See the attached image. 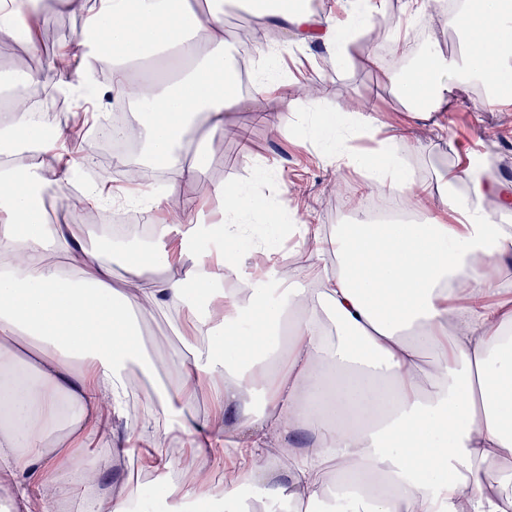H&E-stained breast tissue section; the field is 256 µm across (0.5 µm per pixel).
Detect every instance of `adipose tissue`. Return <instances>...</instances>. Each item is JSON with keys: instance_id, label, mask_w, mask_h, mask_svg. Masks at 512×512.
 I'll return each instance as SVG.
<instances>
[{"instance_id": "ef3b65f1", "label": "adipose tissue", "mask_w": 512, "mask_h": 512, "mask_svg": "<svg viewBox=\"0 0 512 512\" xmlns=\"http://www.w3.org/2000/svg\"><path fill=\"white\" fill-rule=\"evenodd\" d=\"M259 28L283 39L268 55L316 48L343 62L356 37L383 35L385 0H336L321 15L295 0H255ZM38 0H0V41L33 29L14 20ZM512 0H464L443 12L442 32L469 31L458 63L435 48L421 55L398 100L410 119L435 127L453 89L478 78L512 88ZM88 24L97 40L75 39L47 72L24 62L14 72L57 92L99 89L129 102L130 135L147 140L152 157L174 178L164 194H123L125 205L164 209L182 183L203 178L212 139L223 135L241 104L224 56V3L206 11L187 0H95ZM163 55L182 69L178 81L133 82L122 63ZM428 98L425 108L414 107ZM31 103L0 106V366L29 360L35 374L0 384V500L11 512H61L83 489L86 512H507L512 504V289L503 279L512 257V182L477 165L450 170L436 183L417 181L401 145L405 130L384 135L376 113L352 109L349 119L313 113L312 130L337 167L368 186L400 197L415 222L379 224L363 215L325 233L304 225L296 255L305 257L296 286L279 277L284 215L257 212L252 188L220 184L219 223L199 221L195 200L169 211L156 238L180 233V249H138L126 286H112V263L87 247L79 228L46 224L38 190L45 180L67 185L81 157L48 147L66 130L34 122ZM193 139V159L184 144ZM261 225H254V218ZM266 242L265 267L247 273L243 247L255 231ZM192 264L179 269L176 255ZM336 260L325 266L326 256ZM234 287H227V280ZM164 315L180 328L186 352L178 372L162 380L166 359L148 355L146 318ZM147 364L154 386L122 453L153 452L150 469L160 499L133 508L136 491L101 490L111 463L79 461L83 439L107 436L128 417V368ZM207 390L211 412L197 421L193 402ZM190 438L199 456L215 447L233 455L239 475L211 489L205 465L181 467L177 446ZM501 468L488 484L492 463Z\"/></svg>"}]
</instances>
